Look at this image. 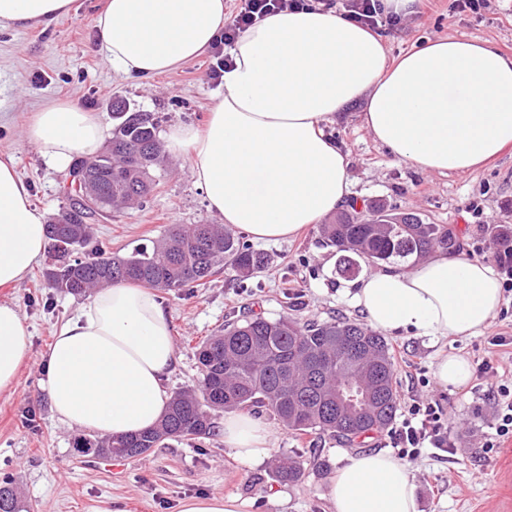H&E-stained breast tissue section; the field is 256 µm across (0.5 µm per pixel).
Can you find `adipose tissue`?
Returning <instances> with one entry per match:
<instances>
[{
  "mask_svg": "<svg viewBox=\"0 0 512 512\" xmlns=\"http://www.w3.org/2000/svg\"><path fill=\"white\" fill-rule=\"evenodd\" d=\"M72 5L0 0V30L51 26ZM225 21L224 0H103L98 52L118 73L153 77L203 56ZM228 54L224 94L204 130L173 126L164 144L189 163L225 226L256 241L293 237L349 197L348 159L325 125L356 102L365 104L374 140L423 173L471 172L512 147V57L484 40L438 38L392 60L382 35L318 5L265 16ZM24 137L63 168L97 155L105 141L99 118L69 102L37 112ZM46 220L13 160L0 159L1 287L42 257ZM353 287L375 329L436 340L474 335L502 303L489 264L447 252L370 272ZM31 348L19 308L0 303V392L13 389ZM178 361L161 299L117 283L94 291L56 330L42 354L40 388L60 424L124 436L161 419L164 383ZM220 426L240 459L269 455L264 422L232 411ZM328 497L335 512H418L409 468L384 452L335 470Z\"/></svg>",
  "mask_w": 512,
  "mask_h": 512,
  "instance_id": "ef3b65f1",
  "label": "adipose tissue"
}]
</instances>
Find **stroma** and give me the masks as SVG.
Returning <instances> with one entry per match:
<instances>
[{"mask_svg":"<svg viewBox=\"0 0 512 512\" xmlns=\"http://www.w3.org/2000/svg\"><path fill=\"white\" fill-rule=\"evenodd\" d=\"M102 0H75L73 11L50 27L0 30V157H13L46 215L67 200L69 169L46 163L24 138L28 118L54 100L95 112L104 130L112 128V102L127 99L136 108L158 113L162 127L181 122L203 126L223 84L207 76L209 56L170 73L142 78L116 73L96 50V19ZM391 57L438 36L490 41L512 56V0H487L478 12L457 13L451 0H422L419 14L403 17L395 28L382 27ZM363 103L338 114L328 133L349 160L352 199H381L429 224L450 228L468 258L489 259L497 248L494 226L512 224V149L469 173H423L395 161L373 139L362 121ZM187 161L170 158L158 186L140 206L97 219L98 241L111 251H127L161 236L171 224H216ZM241 243L264 253L266 265L241 280L227 270L205 288L163 293L180 362L167 391L196 385L198 344L224 324L258 314L302 323L334 319L365 322L345 295L348 278L336 271V254L324 246L318 226L277 242L241 235ZM45 265L11 287H0V302L16 303L32 332V355L14 390L0 392V476L9 475L25 512H104L120 503L126 512H178L184 498L219 492L243 502V512H334L328 485L334 471L365 452L390 451L388 433L351 443L328 435L297 436L267 412L258 417L270 427L271 456L240 461L221 436L177 439L137 460H105L82 454V431L61 425L40 391L41 354L52 331L75 314L84 297L48 288ZM512 336V316L493 317L481 333L433 340L397 331L387 334L397 370L400 402L432 396L452 414L450 448L424 449L409 461L418 512H512V441L485 454L480 443L494 419V393L512 383V348L489 345V336ZM464 355L471 367L485 360L495 370L473 375L461 390L434 379L439 351ZM295 456L304 474L295 483L270 477L274 458Z\"/></svg>","mask_w":512,"mask_h":512,"instance_id":"35a3bbf8","label":"stroma"}]
</instances>
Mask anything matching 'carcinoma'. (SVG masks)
<instances>
[{
  "label": "carcinoma",
  "mask_w": 512,
  "mask_h": 512,
  "mask_svg": "<svg viewBox=\"0 0 512 512\" xmlns=\"http://www.w3.org/2000/svg\"><path fill=\"white\" fill-rule=\"evenodd\" d=\"M112 119V150L98 155L94 171L102 191L99 208L71 224L47 225V239L55 243V263L44 271L48 287L82 296L134 282L175 292L204 287L226 266L242 278L259 272L261 254L222 224H171L151 245L127 253L93 245L90 221L145 200L163 162L155 113L131 111L129 102L117 99ZM320 231L323 243L336 249L342 272L355 260L402 264L457 248L451 230L379 200L371 201L364 216L351 203ZM197 359L198 385L173 392L155 426L128 436L85 438L82 452L139 459L171 439L213 436L215 416L224 411L260 408L296 434L330 433L353 442L389 428L399 408L388 342L354 321L302 325L288 317H246L202 340ZM302 472L303 463L287 457L276 461L271 476L294 483ZM0 512H22L7 482L0 483Z\"/></svg>",
  "instance_id": "carcinoma-1"
}]
</instances>
